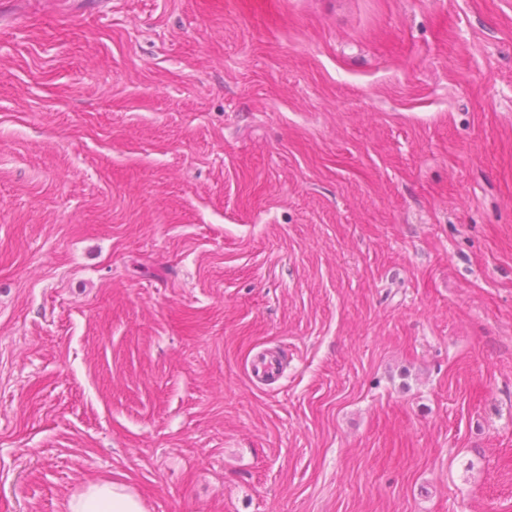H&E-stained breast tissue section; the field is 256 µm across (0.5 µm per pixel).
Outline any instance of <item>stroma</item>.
<instances>
[{
  "label": "stroma",
  "instance_id": "1",
  "mask_svg": "<svg viewBox=\"0 0 512 512\" xmlns=\"http://www.w3.org/2000/svg\"><path fill=\"white\" fill-rule=\"evenodd\" d=\"M102 479L512 512V0H10L0 512Z\"/></svg>",
  "mask_w": 512,
  "mask_h": 512
}]
</instances>
